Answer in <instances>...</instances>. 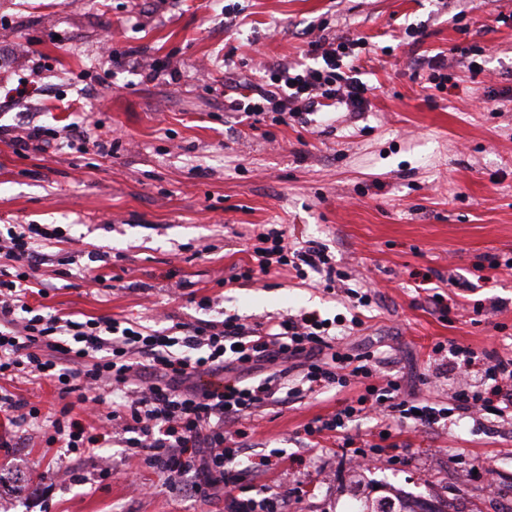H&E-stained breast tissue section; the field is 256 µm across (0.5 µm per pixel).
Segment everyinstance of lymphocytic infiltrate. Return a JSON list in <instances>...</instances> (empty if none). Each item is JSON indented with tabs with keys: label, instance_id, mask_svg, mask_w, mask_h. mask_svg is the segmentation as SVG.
I'll use <instances>...</instances> for the list:
<instances>
[{
	"label": "lymphocytic infiltrate",
	"instance_id": "lymphocytic-infiltrate-1",
	"mask_svg": "<svg viewBox=\"0 0 512 512\" xmlns=\"http://www.w3.org/2000/svg\"><path fill=\"white\" fill-rule=\"evenodd\" d=\"M353 45L342 37L311 41L312 63L267 68L260 87L237 85L231 109L256 120L268 114L276 124L324 109L363 111L368 85L346 62ZM66 240L58 224H12L0 231V379L33 386L50 381L62 402L45 415L37 403L0 388V412L16 426L47 430L48 443L89 458L108 447L113 426H120L137 458L183 481L194 497L206 500L223 490L226 512H286L287 496L255 484L277 466V455L246 454V424L265 407L307 392L356 387V396L314 416L302 431L314 448L336 434L346 457L364 460L383 450L349 435L350 424L364 416L415 429L464 416L480 430L512 406L511 357L436 342L435 369L421 385L463 378L441 404L407 390L400 377L381 375L379 349L349 344L362 325L357 313L327 320L311 311L253 326L228 315L155 330L106 316L82 321L30 304L33 271L46 250ZM274 269L300 280L314 274L329 284L337 274L323 245L293 248L284 230L272 227L256 234L251 266L229 281L248 282Z\"/></svg>",
	"mask_w": 512,
	"mask_h": 512
}]
</instances>
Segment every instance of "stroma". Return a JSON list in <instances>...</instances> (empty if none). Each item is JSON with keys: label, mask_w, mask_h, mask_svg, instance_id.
Masks as SVG:
<instances>
[{"label": "stroma", "mask_w": 512, "mask_h": 512, "mask_svg": "<svg viewBox=\"0 0 512 512\" xmlns=\"http://www.w3.org/2000/svg\"><path fill=\"white\" fill-rule=\"evenodd\" d=\"M323 34L364 38L366 111L254 129L226 110L229 76L304 63ZM106 42L168 69L142 80L112 63ZM471 47L478 75L462 54ZM440 57L451 79L442 91L427 84ZM34 69L35 91L0 106V224L65 225L68 242L38 270L45 305L158 328L342 312L340 294L286 270L227 284L250 263L256 226L279 224L289 241L324 245L349 287L377 291L350 340L391 347L388 373H429L424 348L438 341L512 356V270L489 266L512 256V0H0V88ZM31 115L59 138L20 155L11 131ZM82 120L111 153L67 147L63 126ZM174 280L186 284L176 299ZM335 408V396L308 395L251 423L257 452L284 458L262 484L296 492L300 512H346L356 495L433 507L448 494L459 512H497L491 463L512 488L510 424L405 429V461L388 449L354 472L334 439L314 450L301 440L306 422ZM0 436L11 442L0 447V512H225L223 494L190 497L135 458L122 432L98 465L2 413ZM105 465L131 476L102 477ZM76 469L83 481L68 480Z\"/></svg>", "instance_id": "1"}]
</instances>
